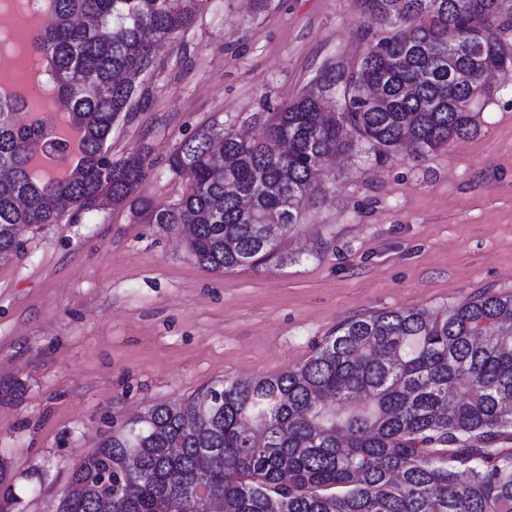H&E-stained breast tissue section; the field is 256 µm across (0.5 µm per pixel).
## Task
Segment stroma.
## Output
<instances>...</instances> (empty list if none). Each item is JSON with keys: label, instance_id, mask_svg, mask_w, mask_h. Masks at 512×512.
Segmentation results:
<instances>
[{"label": "stroma", "instance_id": "obj_1", "mask_svg": "<svg viewBox=\"0 0 512 512\" xmlns=\"http://www.w3.org/2000/svg\"><path fill=\"white\" fill-rule=\"evenodd\" d=\"M366 30L379 27L356 0H207L161 50L146 109L114 127L113 158L144 150L139 195L175 203L180 141L212 124L259 135L265 107L323 64L361 58ZM477 125L420 158L378 163L352 146L305 202L282 262L208 271L178 231L126 207L26 233L0 262V384L19 387L0 401L7 512H55L90 450L152 405L298 366L355 317L512 291V80Z\"/></svg>", "mask_w": 512, "mask_h": 512}]
</instances>
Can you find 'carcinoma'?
<instances>
[{
  "label": "carcinoma",
  "mask_w": 512,
  "mask_h": 512,
  "mask_svg": "<svg viewBox=\"0 0 512 512\" xmlns=\"http://www.w3.org/2000/svg\"><path fill=\"white\" fill-rule=\"evenodd\" d=\"M204 2L41 0L52 24L36 56L84 130L81 157L65 156L63 180L34 169L28 137L57 121L20 122L29 104L0 98V261L67 210L78 222L126 204L150 224L192 225L190 254L209 271L282 261L346 136L378 162L423 156L477 131L469 100L493 96L485 72L512 77V0H359L382 30L362 58L323 65L317 93L272 109L258 137L214 124L182 140L169 166L186 190L160 208L134 197L147 158L115 160L109 140L145 107L158 45ZM208 392L206 404H156L112 429L58 512H194L184 490L199 481L224 512H512V292L485 289L435 315L357 317L303 364Z\"/></svg>",
  "instance_id": "cac0c4a2"
}]
</instances>
